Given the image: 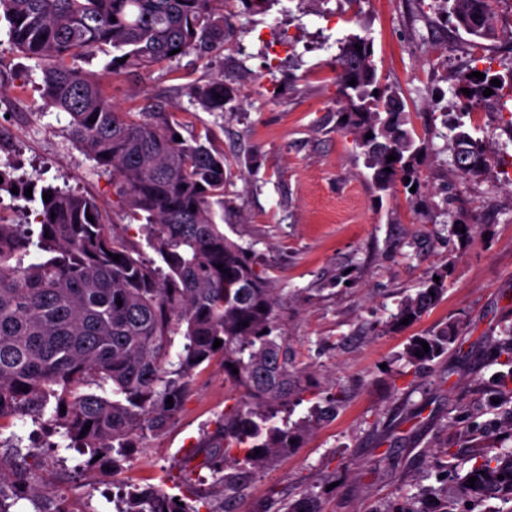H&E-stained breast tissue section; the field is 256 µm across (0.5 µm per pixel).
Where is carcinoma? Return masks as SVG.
<instances>
[{"label":"carcinoma","instance_id":"1","mask_svg":"<svg viewBox=\"0 0 512 512\" xmlns=\"http://www.w3.org/2000/svg\"><path fill=\"white\" fill-rule=\"evenodd\" d=\"M443 2L466 34L486 39L493 33L496 0ZM0 19L8 23L10 49L39 63L41 111L70 117L69 136L97 166L112 171L116 206L140 223L159 257L144 259L105 223L95 199L51 184L21 185L0 168V192L16 186L19 197L34 205L32 223L0 219V420L28 417L41 429H60L68 447L89 455L85 465H115L135 439L164 428L182 407L196 370L220 358L231 394L216 431L205 440L200 466L224 487L227 508L257 467L298 447L305 433L335 417L343 396L314 403L305 416L288 420L306 401L308 371L288 352L278 323L283 299L266 268L224 233L217 217L227 204L224 150L208 134L183 136L187 123L161 101L137 114L118 110L98 77L78 61L109 45L115 55L106 69L137 75L192 51L223 47L234 13L224 9V0H0ZM372 55L366 36L351 34L340 42L334 59L337 127L353 135L377 191L398 185L409 190L419 185L418 166L428 146L405 128L403 102L378 79ZM478 70L484 79L466 72L453 77L461 111L443 113L454 168L463 177L478 175L488 164L486 148L463 118L476 106L498 103L512 86V70L503 77L489 67L470 68ZM352 79L354 86L348 84ZM494 79L501 85H492ZM487 88L493 90L488 97ZM188 95L203 111L222 112L237 90L215 77ZM389 155L396 160L387 161ZM28 187L30 197L24 194ZM45 192L52 194L48 203ZM445 282L442 272L427 277L390 320L419 318L438 301ZM457 329L452 321L415 340L407 363L442 356ZM217 339L222 345L215 349ZM496 356L505 357L507 370L494 375L492 384L512 392V327ZM282 412L278 426L274 419ZM469 461L453 490L422 489L385 512H459L461 504L475 509L489 499L512 504V451L478 448ZM9 498L30 501L34 512H73L65 496H40L25 459H0V512H10ZM118 502L116 512H199L162 488L129 489ZM286 512L320 510L303 495Z\"/></svg>","mask_w":512,"mask_h":512}]
</instances>
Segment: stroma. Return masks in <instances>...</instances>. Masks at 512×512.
Here are the masks:
<instances>
[{
  "instance_id": "1",
  "label": "stroma",
  "mask_w": 512,
  "mask_h": 512,
  "mask_svg": "<svg viewBox=\"0 0 512 512\" xmlns=\"http://www.w3.org/2000/svg\"><path fill=\"white\" fill-rule=\"evenodd\" d=\"M236 31L223 48L190 54L139 76L112 75L110 52L81 60L99 74L125 112L166 100L194 131L211 132L232 162L224 231L252 248L284 298L280 324L310 384L343 390L335 418L305 435L299 448L256 472L234 512H283L302 493L320 512H383L402 495L436 483L443 449L465 462L473 446L512 451L504 416L512 397L491 385L494 348L512 325V177L491 167L461 177L444 150L443 112L458 111L452 72L473 64L471 38L444 23L436 0H272L265 11L229 0ZM360 34L373 43L382 83L400 95L408 127L431 147L420 166L421 199L376 191L352 135L336 128V42ZM223 76L238 88L232 111L205 112L188 90ZM41 71L12 51L0 30V163L18 177L93 197L118 233L154 257L138 225L114 207L110 172L68 136L63 112H39ZM474 232L452 235L451 219ZM444 270L446 288L417 320H387L428 275ZM458 321L447 354L407 365L410 341ZM224 368L202 370L184 404L159 434L147 436L118 479L84 467L83 455L54 435L33 439L30 420L0 422V447L19 448L35 464L37 484L69 497L77 512H116L122 485L164 486L194 497L197 512H220L224 489L192 452L224 413Z\"/></svg>"
}]
</instances>
